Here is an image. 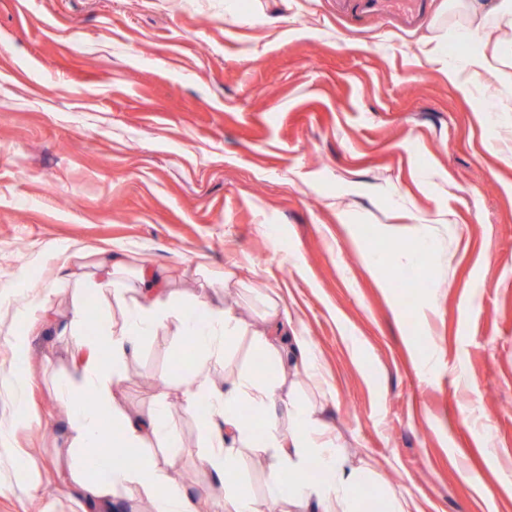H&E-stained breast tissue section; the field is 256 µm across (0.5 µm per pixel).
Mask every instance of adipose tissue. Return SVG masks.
Wrapping results in <instances>:
<instances>
[{
  "label": "adipose tissue",
  "instance_id": "adipose-tissue-1",
  "mask_svg": "<svg viewBox=\"0 0 512 512\" xmlns=\"http://www.w3.org/2000/svg\"><path fill=\"white\" fill-rule=\"evenodd\" d=\"M438 19L454 24L459 62L448 67L449 83L468 70L499 91L498 111L512 112V0H444ZM94 295L112 303L120 317L89 326L87 297L75 293L70 323L83 385L60 380L54 387L68 415L65 488L81 512H123V497L137 494L150 499L153 512L213 508L209 496L176 484L151 454L159 448L171 460L181 452L165 398H156L149 413L140 416L127 412L112 390L139 355L144 338L168 328L191 342L177 382L186 411L200 414L204 462L225 512H419L407 493L367 496L373 470L351 462L332 436L322 407L295 399L287 385L289 372L317 369L318 354L304 337L289 332L288 310L277 291L263 293L264 315L257 327L241 321L229 304L176 301L137 256L124 254L112 258L111 275L97 282ZM244 337L262 369L217 382L212 364L223 361L225 350ZM88 390L95 404L86 403ZM111 437L118 447L139 455V463L129 466L107 457ZM244 451L267 462L263 498L242 492L238 462Z\"/></svg>",
  "mask_w": 512,
  "mask_h": 512
}]
</instances>
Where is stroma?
<instances>
[{
    "mask_svg": "<svg viewBox=\"0 0 512 512\" xmlns=\"http://www.w3.org/2000/svg\"><path fill=\"white\" fill-rule=\"evenodd\" d=\"M436 3L405 22L336 0H0V512H79L52 383L80 378L71 284L127 251L179 270L181 297L218 292L228 269L278 289L328 383L289 381L375 469L372 492L512 512V112L480 124L494 91L465 70L449 85L447 59L428 58ZM425 234L441 248L419 258ZM33 302L41 422L18 429ZM181 346L169 329L144 339L114 387L128 412L181 404ZM176 422L167 470L209 492L199 420Z\"/></svg>",
    "mask_w": 512,
    "mask_h": 512,
    "instance_id": "1",
    "label": "stroma"
}]
</instances>
